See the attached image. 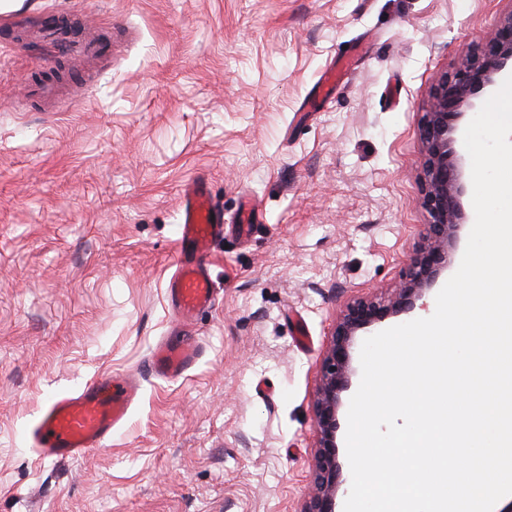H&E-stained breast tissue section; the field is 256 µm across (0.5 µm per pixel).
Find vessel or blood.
<instances>
[{"mask_svg": "<svg viewBox=\"0 0 512 512\" xmlns=\"http://www.w3.org/2000/svg\"><path fill=\"white\" fill-rule=\"evenodd\" d=\"M224 234V211L202 183L181 195L178 250L186 257L166 282V294L182 320L208 311L215 301L213 281L205 266L212 244ZM201 344L193 337L166 340L152 350L144 372L169 380L183 378L198 361ZM140 390L138 379L115 374L97 377L66 394L50 397L35 418L31 437L40 456L76 460L109 447L124 425Z\"/></svg>", "mask_w": 512, "mask_h": 512, "instance_id": "obj_1", "label": "vessel or blood"}]
</instances>
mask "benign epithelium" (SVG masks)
<instances>
[{
	"instance_id": "1",
	"label": "benign epithelium",
	"mask_w": 512,
	"mask_h": 512,
	"mask_svg": "<svg viewBox=\"0 0 512 512\" xmlns=\"http://www.w3.org/2000/svg\"><path fill=\"white\" fill-rule=\"evenodd\" d=\"M509 60L512 11L500 20L494 36L477 53L460 59L451 73L435 81L420 126L424 158L421 204L427 213L426 235L411 256L404 281L390 297L354 299L336 319L314 401L319 443L312 470L313 492L300 512H335L344 483L337 459L338 411L340 395L353 376L352 346L361 332L412 309L449 264L450 249L465 219L452 135L459 119L472 106L473 97L495 84Z\"/></svg>"
}]
</instances>
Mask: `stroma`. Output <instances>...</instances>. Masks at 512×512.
<instances>
[{"instance_id": "stroma-1", "label": "stroma", "mask_w": 512, "mask_h": 512, "mask_svg": "<svg viewBox=\"0 0 512 512\" xmlns=\"http://www.w3.org/2000/svg\"><path fill=\"white\" fill-rule=\"evenodd\" d=\"M109 62L12 44L0 12V512H299L313 404L345 304L391 296L427 222L420 120L433 83L493 36L512 0H28ZM353 58L335 98L297 114ZM60 78L62 94L31 91ZM457 271L475 221L470 157ZM200 178L249 238L214 244V307L186 377H144L106 450L44 459V402L139 373L174 330L165 283L180 192Z\"/></svg>"}]
</instances>
